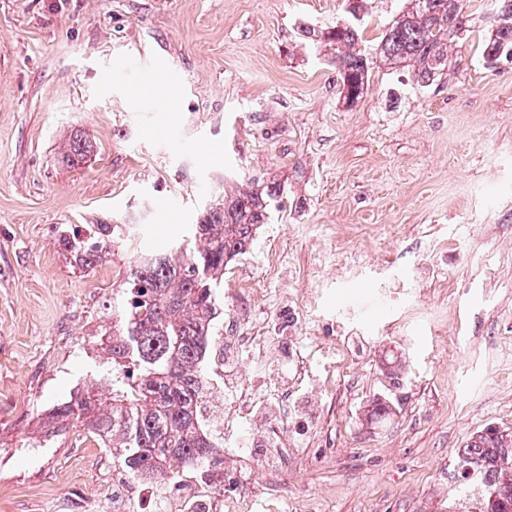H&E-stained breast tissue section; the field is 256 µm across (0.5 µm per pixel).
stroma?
Here are the masks:
<instances>
[{
    "label": "stroma",
    "instance_id": "obj_1",
    "mask_svg": "<svg viewBox=\"0 0 512 512\" xmlns=\"http://www.w3.org/2000/svg\"><path fill=\"white\" fill-rule=\"evenodd\" d=\"M344 5L0 0V512H116L112 457L81 429L25 441L96 372L97 332L141 249L181 238L237 187L277 186L286 205L229 265L259 295L218 318L212 360L236 371L223 345L252 314L283 326L271 361L301 340L336 364L299 400L287 461L266 442L273 401L251 448L224 458L263 512H437L458 448L512 427V60L484 68L473 33L449 47L440 85L380 67L349 106L298 35ZM143 51L165 62L170 111L135 67ZM78 136L93 148L72 163ZM123 222L131 236L94 267L67 245ZM350 313L372 340L346 339ZM390 351L407 370L374 428L364 410Z\"/></svg>",
    "mask_w": 512,
    "mask_h": 512
}]
</instances>
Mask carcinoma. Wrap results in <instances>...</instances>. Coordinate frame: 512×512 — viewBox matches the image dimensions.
<instances>
[{
  "label": "carcinoma",
  "mask_w": 512,
  "mask_h": 512,
  "mask_svg": "<svg viewBox=\"0 0 512 512\" xmlns=\"http://www.w3.org/2000/svg\"><path fill=\"white\" fill-rule=\"evenodd\" d=\"M345 2L342 22L326 28L303 24L299 35L304 44L324 48L355 101L377 64L412 69L420 88L441 81L451 64L448 41L473 32L478 23L484 31V65L493 67L502 55L512 56V0H494L493 13L477 17L464 10V0H402L374 55L363 39L369 0ZM90 150L88 138L76 137L64 157L74 162ZM279 197L274 187L226 194L224 202L205 210L188 228L190 235L141 255L112 298V326L100 332L108 337L103 370L44 414L39 435L52 439L79 425L135 481L173 488L189 472L209 478L224 455L202 419L209 341L222 314L217 290L272 202L284 207ZM128 229V224H100L89 236L92 247L83 248L80 240L74 247L90 268ZM404 371L395 353L381 359L389 385L396 386ZM104 381L112 385L107 408L99 391ZM392 410L391 401L378 397L368 416L378 422ZM439 512H512L511 428L504 435L486 426L458 450L448 471V503Z\"/></svg>",
  "instance_id": "cac0c4a2"
}]
</instances>
